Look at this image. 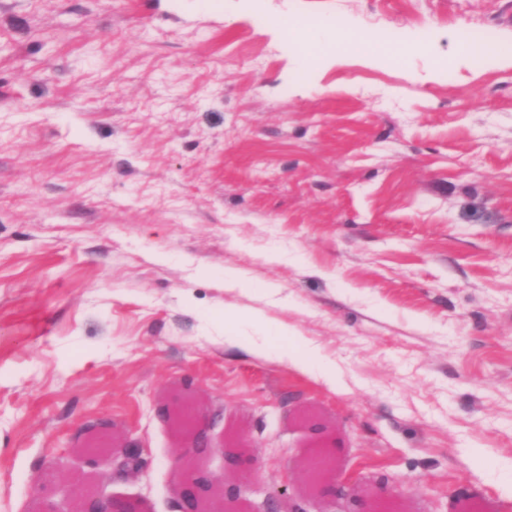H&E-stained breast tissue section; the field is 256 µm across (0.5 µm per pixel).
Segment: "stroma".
<instances>
[{
	"instance_id": "35a3bbf8",
	"label": "stroma",
	"mask_w": 512,
	"mask_h": 512,
	"mask_svg": "<svg viewBox=\"0 0 512 512\" xmlns=\"http://www.w3.org/2000/svg\"><path fill=\"white\" fill-rule=\"evenodd\" d=\"M283 15L428 42L305 73ZM459 27L512 47V0H0V512H68L104 420L109 490L177 512L173 399L249 512L323 508L320 437L340 505L512 512V67ZM319 359L318 349L308 344L301 351H291L287 355L288 363L302 372H311ZM114 450H121L124 458V464L132 466H134L136 459L140 454L139 448H128L124 445L120 447L114 446V437L112 433V448H105L104 446L92 444L85 449V462L91 469L94 476L99 479L102 477L103 471L101 470V467L112 463ZM337 475L335 474V462L330 460L329 465L321 469H313L309 476L310 496L314 499L336 497Z\"/></svg>"
}]
</instances>
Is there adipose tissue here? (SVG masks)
I'll list each match as a JSON object with an SVG mask.
<instances>
[{"instance_id":"obj_1","label":"adipose tissue","mask_w":512,"mask_h":512,"mask_svg":"<svg viewBox=\"0 0 512 512\" xmlns=\"http://www.w3.org/2000/svg\"><path fill=\"white\" fill-rule=\"evenodd\" d=\"M270 30L276 39L297 49L299 66L306 72L316 70L325 60L331 59L334 48L338 46L356 55L395 52L407 56L414 50L413 44L394 43L380 38L378 34L356 29L328 17L304 24L283 17L275 20Z\"/></svg>"}]
</instances>
